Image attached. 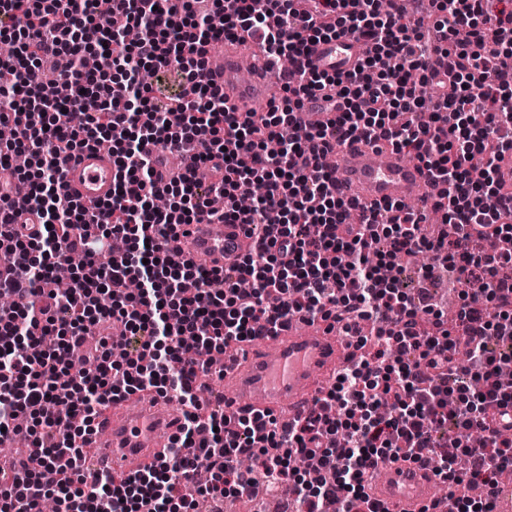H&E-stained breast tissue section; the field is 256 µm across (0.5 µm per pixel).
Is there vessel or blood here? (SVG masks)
Returning <instances> with one entry per match:
<instances>
[{
	"mask_svg": "<svg viewBox=\"0 0 512 512\" xmlns=\"http://www.w3.org/2000/svg\"><path fill=\"white\" fill-rule=\"evenodd\" d=\"M365 53L363 41L341 37L310 47L311 67L331 74L356 69ZM245 45L224 41L208 57L211 83L225 100L238 109L257 99H269L276 78L262 64L244 67ZM336 190L364 208L375 204L410 202L432 198L436 188L427 168L384 140L350 138L336 147ZM116 169L109 151L88 147L80 151L64 171L69 193L87 205L112 196ZM180 236L183 253L204 261L208 267H223L226 256H243L251 239L244 225L227 224L209 213L199 215ZM347 341L329 323L304 319L289 322L274 335L245 342L240 353L228 352L217 364L224 375V411L234 416L287 409L289 420L303 418L313 401L325 394L323 383L350 354ZM181 417L169 410L164 399L151 405L124 400L109 407L95 422L89 451L83 464L88 481L103 474L126 475L154 460L160 438H173ZM383 477L372 483L369 494L385 512H424L434 499L436 478L414 463H385Z\"/></svg>",
	"mask_w": 512,
	"mask_h": 512,
	"instance_id": "vessel-or-blood-1",
	"label": "vessel or blood"
}]
</instances>
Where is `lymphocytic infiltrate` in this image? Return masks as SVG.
I'll list each match as a JSON object with an SVG mask.
<instances>
[{
	"label": "lymphocytic infiltrate",
	"mask_w": 512,
	"mask_h": 512,
	"mask_svg": "<svg viewBox=\"0 0 512 512\" xmlns=\"http://www.w3.org/2000/svg\"><path fill=\"white\" fill-rule=\"evenodd\" d=\"M224 0L198 11L190 0H0V41L19 44L1 59L11 77L0 84L8 109L0 123V184L21 194L44 222L38 237H22L15 217L0 209V240L18 267L0 282L11 295L0 307V434L31 439L34 456L59 481L30 472L22 484L0 473V512H34L54 496L59 512H189L191 477L208 470L197 494L215 502L288 490L292 512H327L341 500L347 512H381L366 488L379 463L412 461L455 487L479 484L477 497L455 506L492 512L495 475L512 469V283L501 274L512 252L496 240L512 238V191L497 180L512 153V0H428L433 29L406 7L380 10L379 0ZM141 29L126 43L113 16ZM258 38L274 60L289 59L286 108L270 106L262 123L229 110L211 82L201 80L202 50L241 35ZM353 36L367 45L356 71L328 75L310 69L312 44ZM112 61L88 71V50ZM176 68L180 97L161 102L142 72ZM54 69L66 99L46 78ZM321 97L331 117L301 131L294 113ZM97 102L78 124L64 112ZM385 138L413 155L443 185L436 203L443 225L424 233L407 206L386 204L359 223L345 221L353 204L336 191L326 151L351 137ZM112 143V198L88 210L63 183L65 165L83 148ZM192 149V165L160 183L147 145ZM28 152L34 174L14 167ZM221 174L219 191L197 180L198 168ZM256 180L264 194L249 210L237 204L241 182ZM224 200V220L256 226L277 212V236L261 235L235 265L217 269L170 250L182 225L193 223L212 194ZM174 197L159 210L156 195ZM97 223L99 235L80 234ZM322 233L309 237L305 227ZM420 253L446 271L458 288L455 325L433 307L427 289L409 295L380 276L383 267ZM77 275L59 283L55 271L70 256ZM136 293H127V281ZM296 315L333 320L370 353L338 373L317 411L277 427L264 415H201L200 377L214 354L256 339ZM121 324L91 352L90 375L68 370V355L90 327ZM150 389L183 406L179 436L157 462L134 474L105 477L82 488L77 432L58 438L73 417L91 429L107 404ZM262 461L243 472L241 455Z\"/></svg>",
	"instance_id": "1"
}]
</instances>
